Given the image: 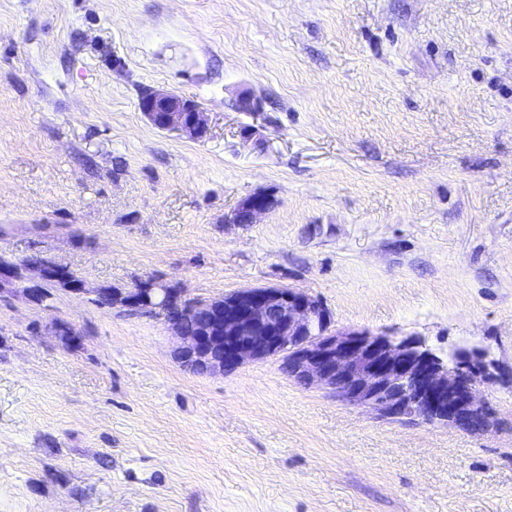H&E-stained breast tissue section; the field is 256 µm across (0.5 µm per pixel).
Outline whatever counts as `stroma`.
<instances>
[{
    "label": "stroma",
    "instance_id": "35a3bbf8",
    "mask_svg": "<svg viewBox=\"0 0 512 512\" xmlns=\"http://www.w3.org/2000/svg\"><path fill=\"white\" fill-rule=\"evenodd\" d=\"M152 88L206 137L150 125ZM0 255L199 301L299 288L333 328L501 372L469 434L277 359L198 375L162 319L5 293L0 512H512V0H0ZM139 109L158 130L177 133L194 141L203 139L208 132L204 112L199 105L173 91L147 90L140 98ZM271 205L272 201L268 195L255 194L245 199L228 218L224 217V221L228 224H254L271 208Z\"/></svg>",
    "mask_w": 512,
    "mask_h": 512
}]
</instances>
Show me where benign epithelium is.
I'll list each match as a JSON object with an SVG mask.
<instances>
[{
  "label": "benign epithelium",
  "mask_w": 512,
  "mask_h": 512,
  "mask_svg": "<svg viewBox=\"0 0 512 512\" xmlns=\"http://www.w3.org/2000/svg\"><path fill=\"white\" fill-rule=\"evenodd\" d=\"M139 109L158 130L194 141L208 132L199 105L173 91L147 90ZM271 205L268 195L255 194L224 223L254 224ZM60 279L62 266L42 261L22 270L0 267V293L27 281L32 287L22 292L36 302V286ZM67 291L92 294L97 301L103 294L101 288L86 287L75 274ZM103 307L129 316L161 317L177 339L174 359L192 372L222 375L248 361L280 359L294 380L321 387L381 417L448 424L475 434L493 426L495 410L482 386L494 383L498 372L485 351H460L448 362L416 337L333 331L325 305L301 289L243 288L194 301L183 289L149 278L112 289ZM207 316L210 320L202 330L188 329L189 319Z\"/></svg>",
  "instance_id": "benign-epithelium-1"
}]
</instances>
